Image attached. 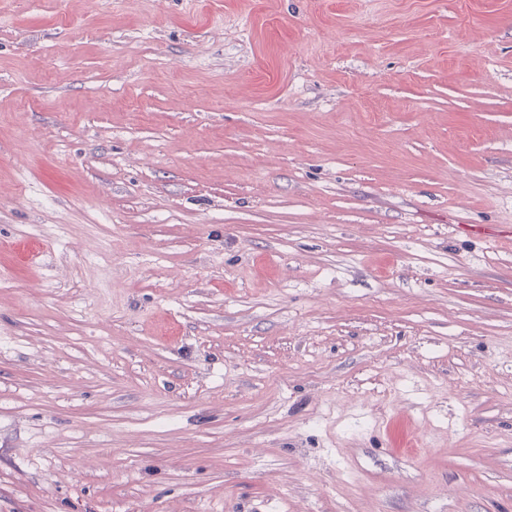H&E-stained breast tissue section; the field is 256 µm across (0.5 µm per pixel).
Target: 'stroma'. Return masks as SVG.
<instances>
[{
  "mask_svg": "<svg viewBox=\"0 0 512 512\" xmlns=\"http://www.w3.org/2000/svg\"><path fill=\"white\" fill-rule=\"evenodd\" d=\"M512 0H0V512H512Z\"/></svg>",
  "mask_w": 512,
  "mask_h": 512,
  "instance_id": "35a3bbf8",
  "label": "stroma"
}]
</instances>
